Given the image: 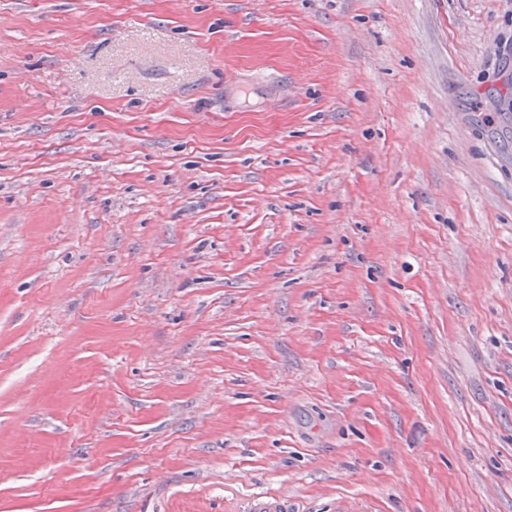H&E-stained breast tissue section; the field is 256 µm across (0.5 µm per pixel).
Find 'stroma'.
<instances>
[{"label":"stroma","mask_w":512,"mask_h":512,"mask_svg":"<svg viewBox=\"0 0 512 512\" xmlns=\"http://www.w3.org/2000/svg\"><path fill=\"white\" fill-rule=\"evenodd\" d=\"M512 512V0H0V512Z\"/></svg>","instance_id":"1"}]
</instances>
